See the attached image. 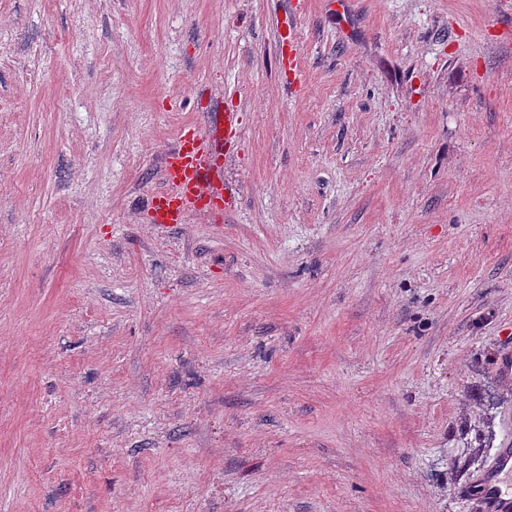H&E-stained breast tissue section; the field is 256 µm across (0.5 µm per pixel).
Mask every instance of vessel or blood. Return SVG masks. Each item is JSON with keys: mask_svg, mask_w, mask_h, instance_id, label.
Instances as JSON below:
<instances>
[{"mask_svg": "<svg viewBox=\"0 0 512 512\" xmlns=\"http://www.w3.org/2000/svg\"><path fill=\"white\" fill-rule=\"evenodd\" d=\"M236 113L214 105L208 114L206 133L188 131L180 135L175 147L164 157L167 190L152 196L149 207L157 222L185 223L188 213L200 202L214 210L229 206L220 176L223 147L237 133ZM512 477V441H505L493 461L479 477L465 484L461 493L473 512H512V489L505 479Z\"/></svg>", "mask_w": 512, "mask_h": 512, "instance_id": "obj_1", "label": "vessel or blood"}]
</instances>
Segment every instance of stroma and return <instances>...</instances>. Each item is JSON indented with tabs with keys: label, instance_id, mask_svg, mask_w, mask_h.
Here are the masks:
<instances>
[{
	"label": "stroma",
	"instance_id": "1",
	"mask_svg": "<svg viewBox=\"0 0 512 512\" xmlns=\"http://www.w3.org/2000/svg\"><path fill=\"white\" fill-rule=\"evenodd\" d=\"M501 2L0 0V512H470L512 437ZM216 101L232 203L156 223Z\"/></svg>",
	"mask_w": 512,
	"mask_h": 512
}]
</instances>
